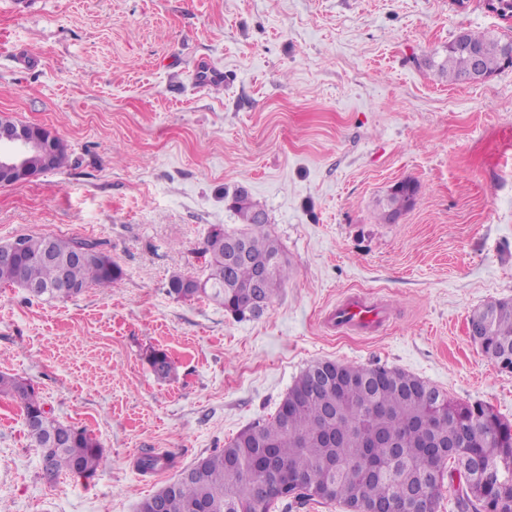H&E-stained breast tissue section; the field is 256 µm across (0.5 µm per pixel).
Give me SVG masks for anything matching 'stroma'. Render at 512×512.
<instances>
[{
    "mask_svg": "<svg viewBox=\"0 0 512 512\" xmlns=\"http://www.w3.org/2000/svg\"><path fill=\"white\" fill-rule=\"evenodd\" d=\"M511 27L486 0H0V114L69 154L0 187V243L89 239L122 271L51 303L0 286V371L33 381L109 460L90 478L46 477L0 394V502L139 512L324 360L396 368L512 420V372L468 332L476 310L512 299V67L452 85L425 64L460 31ZM203 57L223 66V90L193 82ZM404 180L416 204L382 222ZM240 187L291 267L250 320L167 292L172 274L205 276L213 226L238 229L225 197ZM349 293L383 303L377 332L325 325ZM150 451L173 468L141 474Z\"/></svg>",
    "mask_w": 512,
    "mask_h": 512,
    "instance_id": "35a3bbf8",
    "label": "stroma"
}]
</instances>
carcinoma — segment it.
I'll return each instance as SVG.
<instances>
[{
    "label": "carcinoma",
    "mask_w": 512,
    "mask_h": 512,
    "mask_svg": "<svg viewBox=\"0 0 512 512\" xmlns=\"http://www.w3.org/2000/svg\"><path fill=\"white\" fill-rule=\"evenodd\" d=\"M464 40L483 49L481 64L487 74L504 69L495 41H512L511 34L494 40L467 30ZM425 64L452 83H465L473 58L452 41ZM418 192L417 183L402 182L387 194L381 218L395 220L415 204ZM229 208L242 228L224 237L210 232L205 249L210 289L203 297L214 298L225 312L244 320L250 301L247 286L258 264L266 262L271 268L262 285L270 301L288 279V259L245 189L235 191ZM25 239L28 246L18 263L0 261V286H14L20 266L29 285L41 290L38 297L52 302L90 287L110 288L121 278L119 265L94 241L55 236V259L44 260L39 256L42 237ZM233 240L241 242L247 258L228 260ZM77 248L87 255L70 265L74 287L63 291L55 287L58 262L69 260ZM471 319L482 325L478 343L491 364L512 366V302H490ZM147 362L158 377L170 375L165 352L150 351ZM340 370L338 385L336 378L319 374L316 365L308 366L274 415L201 457L196 474L166 484L143 501L140 512L156 504L160 512H193L200 503L213 512H270L276 501L289 508L315 498L354 505L358 512H370L376 504L390 512H408L417 490L430 503V512H436L444 485L454 495L458 512H512V421L483 402L456 400L398 369L342 364ZM0 393L19 401L27 420L48 414L34 385L24 378L0 373ZM28 427L31 444L48 458L53 476L89 478L108 464L100 442L83 428L54 420L50 427L66 439L64 447L54 450L46 447V428ZM171 464L170 458L147 454L138 469L154 474Z\"/></svg>",
    "instance_id": "1"
}]
</instances>
